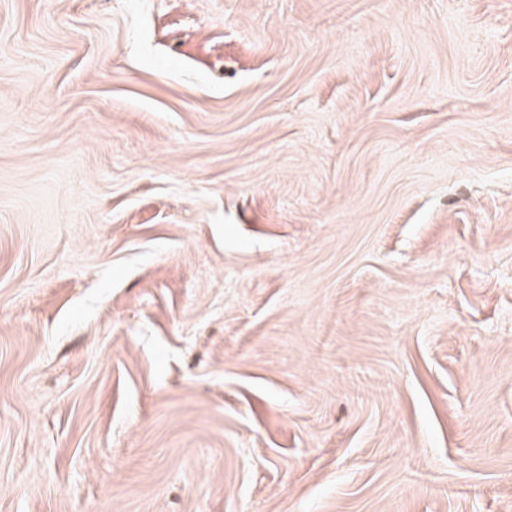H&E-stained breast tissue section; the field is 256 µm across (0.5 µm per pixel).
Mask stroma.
Instances as JSON below:
<instances>
[{"instance_id": "obj_1", "label": "stroma", "mask_w": 512, "mask_h": 512, "mask_svg": "<svg viewBox=\"0 0 512 512\" xmlns=\"http://www.w3.org/2000/svg\"><path fill=\"white\" fill-rule=\"evenodd\" d=\"M0 512H512V0H0Z\"/></svg>"}]
</instances>
